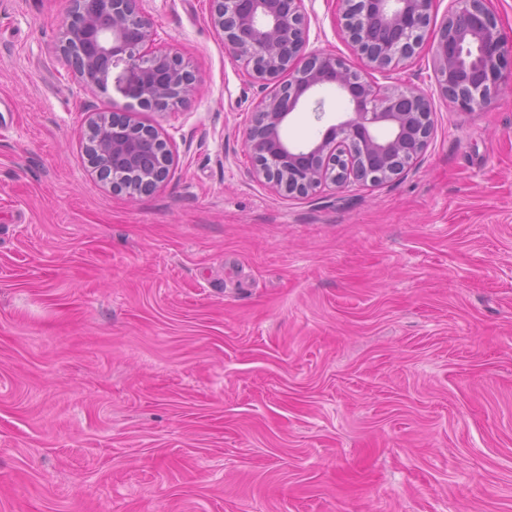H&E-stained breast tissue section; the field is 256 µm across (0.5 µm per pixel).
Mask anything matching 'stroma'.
<instances>
[{
	"label": "stroma",
	"mask_w": 512,
	"mask_h": 512,
	"mask_svg": "<svg viewBox=\"0 0 512 512\" xmlns=\"http://www.w3.org/2000/svg\"><path fill=\"white\" fill-rule=\"evenodd\" d=\"M304 6L359 67L337 0ZM64 7L0 0V512H512V86L463 111L430 49L371 72L430 95L427 150L289 197L207 0H142L199 84L143 113L175 162L132 200L85 163L126 100L58 60ZM351 110L315 91L282 135Z\"/></svg>",
	"instance_id": "stroma-1"
}]
</instances>
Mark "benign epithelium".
<instances>
[{
    "label": "benign epithelium",
    "instance_id": "benign-epithelium-1",
    "mask_svg": "<svg viewBox=\"0 0 512 512\" xmlns=\"http://www.w3.org/2000/svg\"><path fill=\"white\" fill-rule=\"evenodd\" d=\"M438 0H340L343 31L363 63L352 69L334 53L305 52L304 0H208L209 20L224 51L247 77L272 87L252 112L245 138L254 174L289 196L332 184L380 185L409 170L433 134L428 97L415 88H380L368 71L396 69L423 47ZM488 0H450L432 46L440 94L463 110L484 108L512 70L507 43ZM57 52L84 89L117 90L140 109L166 113L186 106L198 77L184 57L155 46V30L139 0H66ZM123 68L117 78L112 69ZM334 85L352 112L321 140L283 139L286 119L316 89ZM384 124V137L374 129ZM84 154L97 177L134 199L165 182L174 162L168 141L132 104L88 112Z\"/></svg>",
    "mask_w": 512,
    "mask_h": 512
}]
</instances>
